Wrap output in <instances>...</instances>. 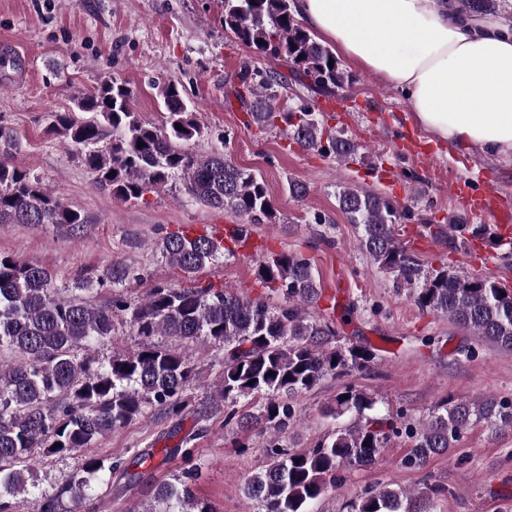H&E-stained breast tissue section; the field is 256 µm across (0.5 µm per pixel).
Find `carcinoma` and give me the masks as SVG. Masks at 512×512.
<instances>
[{
	"label": "carcinoma",
	"mask_w": 512,
	"mask_h": 512,
	"mask_svg": "<svg viewBox=\"0 0 512 512\" xmlns=\"http://www.w3.org/2000/svg\"><path fill=\"white\" fill-rule=\"evenodd\" d=\"M456 2L459 10L472 14L497 7L496 0ZM224 32L258 57L292 64L319 91H344L351 83L336 54L297 18L294 0H224ZM287 85V76L272 67L243 74L237 95L250 100L246 124L261 130L281 126L305 150L341 159L356 154L360 145L327 127L322 113L278 104ZM160 96L165 121L157 126L140 118L132 108L131 91L110 77L94 91L73 96L71 108L48 113L47 127L81 156L97 186L117 200L136 203L179 175L191 200L230 210L242 223L227 241L206 232L191 236L184 229L167 233L159 249L184 273L186 286H158L136 303L128 301L124 288L140 274L126 263L115 262L105 273L77 281L81 292L112 287L107 303L91 306L59 295L51 274L41 266L0 255V348L20 355L13 363H0V512H15L14 496L27 491L32 449L73 454L151 410L171 419L191 411L190 390L199 379L192 354L196 348H224L217 392L224 402V422L243 433L260 429L273 436L287 433L298 421L293 397L328 377L365 369L375 358L366 345L338 346L334 327L308 312L323 290L311 259L300 252L270 251L257 265L260 286L285 296L279 306L264 296L243 297L197 279L208 265L234 255L252 226L274 223L278 208L260 174L220 152L199 155L188 147L201 136V128L176 84H163ZM336 199L347 221L360 231L361 248L396 286L410 290L419 308L448 317L499 349L512 350L511 288L488 276H459L446 263L425 273L417 254L400 238L409 209L389 197L340 186ZM86 223L80 210L38 178L0 158V224H56L75 233ZM428 231L450 249L458 234L485 242L497 237L489 225L461 218L433 224ZM119 315L141 337L140 346L101 361L93 351L111 338L113 318ZM155 336H168L177 345L157 346ZM242 399L247 406L239 405ZM374 405L369 393L344 387L329 413L337 417L355 412L356 424L299 451L271 445L266 464L246 479V497L259 512H308L309 505L336 490L341 469L376 465L398 427L386 418L364 416ZM480 423L511 429L512 399L443 405L417 428L406 430L414 439L406 463L424 466ZM197 436L188 433L162 449L166 457H180L186 468L175 482L154 487L144 512H214L191 488L199 468L191 448ZM122 466L121 460L107 466L96 457L85 458L83 475L68 477L58 493L40 497L37 512H63L65 496L70 512H82L90 477ZM346 509L430 512V499L379 484Z\"/></svg>",
	"instance_id": "cac0c4a2"
}]
</instances>
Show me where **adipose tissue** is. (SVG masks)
<instances>
[{
  "label": "adipose tissue",
  "mask_w": 512,
  "mask_h": 512,
  "mask_svg": "<svg viewBox=\"0 0 512 512\" xmlns=\"http://www.w3.org/2000/svg\"><path fill=\"white\" fill-rule=\"evenodd\" d=\"M340 53L402 90L431 138L512 164V10L449 0H295Z\"/></svg>",
  "instance_id": "obj_1"
}]
</instances>
